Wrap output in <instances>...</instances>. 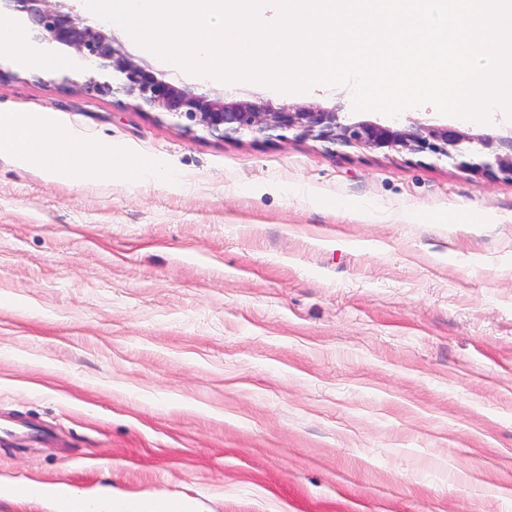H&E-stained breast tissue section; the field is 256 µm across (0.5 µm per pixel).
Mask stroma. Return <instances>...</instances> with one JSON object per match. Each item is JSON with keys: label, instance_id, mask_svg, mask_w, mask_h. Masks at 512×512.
Returning a JSON list of instances; mask_svg holds the SVG:
<instances>
[{"label": "stroma", "instance_id": "obj_1", "mask_svg": "<svg viewBox=\"0 0 512 512\" xmlns=\"http://www.w3.org/2000/svg\"><path fill=\"white\" fill-rule=\"evenodd\" d=\"M0 51V113H45L160 177L0 156V512L80 494L196 512H512V181L312 140L224 142ZM230 101L318 105L347 87ZM473 135L512 134L423 105Z\"/></svg>", "mask_w": 512, "mask_h": 512}]
</instances>
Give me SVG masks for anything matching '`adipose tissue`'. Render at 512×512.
<instances>
[{"instance_id": "ef3b65f1", "label": "adipose tissue", "mask_w": 512, "mask_h": 512, "mask_svg": "<svg viewBox=\"0 0 512 512\" xmlns=\"http://www.w3.org/2000/svg\"><path fill=\"white\" fill-rule=\"evenodd\" d=\"M0 155L39 167L51 179L74 180L100 167L112 168L115 175L134 181L144 177L143 171L133 167L130 161L113 162L111 151L76 141L36 113L0 115Z\"/></svg>"}]
</instances>
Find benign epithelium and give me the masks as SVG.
<instances>
[{"label":"benign epithelium","mask_w":512,"mask_h":512,"mask_svg":"<svg viewBox=\"0 0 512 512\" xmlns=\"http://www.w3.org/2000/svg\"><path fill=\"white\" fill-rule=\"evenodd\" d=\"M0 6L17 15L32 40L68 50L86 65L64 82L90 94L125 96L143 112L171 117L186 132L202 130L224 141L244 136L285 139L292 132L299 139L334 147L430 153L439 159L468 153L479 161H462L459 166L512 180V135L491 139L419 120L397 128L353 121L342 112L316 105L274 108L260 100L228 102L222 95L199 93L147 69L112 33L74 14L63 0H0Z\"/></svg>","instance_id":"7a95c632"}]
</instances>
